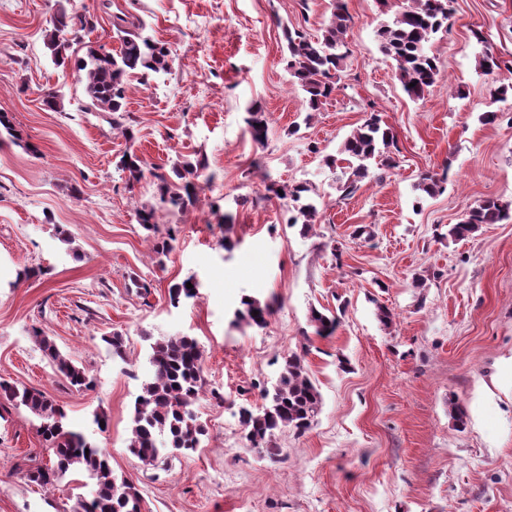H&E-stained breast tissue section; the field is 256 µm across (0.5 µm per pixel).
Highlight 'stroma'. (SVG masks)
Segmentation results:
<instances>
[{"mask_svg":"<svg viewBox=\"0 0 512 512\" xmlns=\"http://www.w3.org/2000/svg\"><path fill=\"white\" fill-rule=\"evenodd\" d=\"M344 3L351 54L311 114L280 24L321 35L334 0H112L107 10L101 0H0V112L16 133L0 141V380L62 406L137 485L144 512H512V219L446 236L478 201L512 199V95L491 96L512 74L479 70L473 36L512 60V0H452L447 33L430 43L442 76L418 99L376 37L403 0ZM62 10L97 15L90 38L106 48L119 46L110 15L123 12L172 49L168 72L127 80L133 142L108 113L87 111L74 73L46 52ZM51 93L62 109L44 105ZM254 106L268 120L262 143L245 122ZM373 109L398 135L400 165L372 163L342 195L341 170L325 158ZM490 110L498 119L482 122ZM129 146L151 168L205 159L213 181L187 210L161 206L152 177L117 169ZM442 171V190L422 195L421 175ZM273 181L318 193L309 233L288 225L287 201L266 198ZM142 204L176 228L168 255L137 223ZM359 226L370 237H354ZM190 275L197 298L171 306L169 286ZM246 295L272 305L265 328L233 324ZM314 308L341 310L334 335H315ZM36 329L85 369L89 388L53 369ZM115 332L123 363L103 343ZM182 335L203 352L207 393L195 411L208 435L148 466L128 447L148 340ZM292 351L322 404L305 433H277L273 463L249 448L237 412L260 405ZM455 403L467 412L461 428ZM52 460L36 417L0 401V512H71L87 492L81 473L52 489L22 475Z\"/></svg>","mask_w":512,"mask_h":512,"instance_id":"obj_1","label":"stroma"}]
</instances>
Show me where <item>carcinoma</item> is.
Masks as SVG:
<instances>
[{"instance_id":"1","label":"carcinoma","mask_w":512,"mask_h":512,"mask_svg":"<svg viewBox=\"0 0 512 512\" xmlns=\"http://www.w3.org/2000/svg\"><path fill=\"white\" fill-rule=\"evenodd\" d=\"M450 2L406 0L392 23L378 31L383 54L394 63L398 81L412 98L421 97L440 77L438 58L429 52L428 43L438 33L448 31ZM111 23L120 40V47L114 52L83 41L84 33L97 24V16L88 11L59 13L45 35L44 46L55 66H73L78 81L84 85L87 110L111 114L112 129L131 140L133 135L126 127L124 84L132 76L146 83L151 75L170 70L173 56L166 43L144 34L146 24L142 19H131L121 12L111 16ZM350 23L351 16L340 3L322 35L316 39L299 29L284 27L287 66L307 94L312 111L319 110L323 101L336 90L337 72L349 55L346 33ZM474 36L481 45L480 68L492 72L503 67L512 72V63L501 60L480 32H474ZM246 122L253 140L264 142L268 122L261 108H250ZM393 149L397 151L399 147L391 127L383 124L378 114L370 113L341 148L343 162L351 169V179L341 186L343 194L348 196L355 191L353 178L366 177L371 160L380 157L383 166L396 167L398 158L391 155ZM117 167L137 182L144 177L145 163L133 151L124 153ZM206 168L204 161L175 162L167 170H152L150 174L158 182L161 200L185 209L195 204L201 189L198 178ZM266 190L281 200L293 202L296 214L288 218V223H300L306 232L315 224L319 210L308 185L272 182ZM135 216L146 231L158 232L153 206L136 208ZM510 217L512 200L487 198L468 210L458 223L450 225L448 236L464 239L481 224H497ZM188 282L192 287H186ZM198 288L199 282L189 276L169 288V301L176 306L194 299ZM254 310L258 314H252ZM271 312L270 304L246 296L236 310L235 321L262 329ZM310 321L318 336L332 335L339 325L338 317L317 309L311 311ZM34 338L55 371L71 386H89L85 371L74 365L42 331L34 330ZM149 362L153 371L143 384L139 400L134 402L129 438V448L146 465L154 464L168 453L184 454L195 450L207 434L205 425L193 410L204 387L202 350L198 341L186 335L157 338L150 343ZM0 398L17 408H25L39 419L38 432L52 450V466L40 465L26 470L29 482L50 489L67 473L78 471L94 481L95 490L91 498L78 499L73 512H141V496L135 484L114 474L109 455L88 441L83 432L71 428L64 410L45 393L0 381ZM261 399L259 407H240L238 421L250 448L276 462L281 457L276 433L284 428L298 434L306 432L321 407V394L308 375L304 359L291 353L282 356L279 375L274 383L261 389Z\"/></svg>"}]
</instances>
